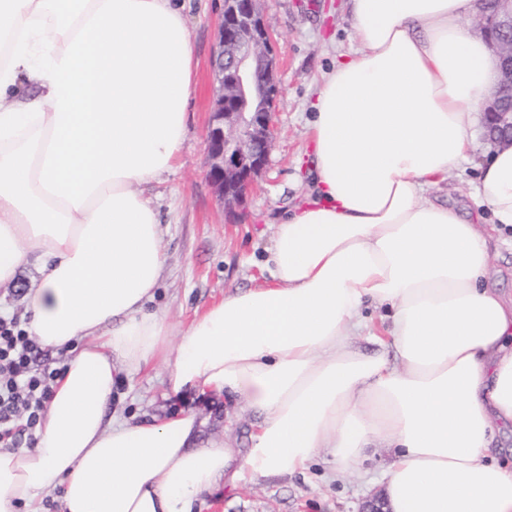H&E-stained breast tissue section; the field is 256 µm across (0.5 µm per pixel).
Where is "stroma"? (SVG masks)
I'll use <instances>...</instances> for the list:
<instances>
[{
	"mask_svg": "<svg viewBox=\"0 0 512 512\" xmlns=\"http://www.w3.org/2000/svg\"><path fill=\"white\" fill-rule=\"evenodd\" d=\"M224 0H185V17L198 60V83L188 105L189 128L175 168L156 178L146 195L158 209L166 268L153 310L176 323L221 301L226 292L264 281L274 225L306 198L314 179L309 120L317 81L359 43L348 0H261L274 34L280 91L275 102V142L264 173L248 192L238 215L227 214L205 172V134L214 93L212 57ZM478 170L465 163L440 183L438 195L471 211ZM200 421L195 446L227 439L249 444L252 418L223 396L179 402L165 394L164 369L119 374L109 413L120 421H151L179 406ZM387 458L372 449L363 464L364 482L330 483L331 464L316 459L302 475L223 486L205 497L198 512H361L377 496Z\"/></svg>",
	"mask_w": 512,
	"mask_h": 512,
	"instance_id": "35a3bbf8",
	"label": "stroma"
}]
</instances>
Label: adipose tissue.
<instances>
[{"label": "adipose tissue", "instance_id": "ef3b65f1", "mask_svg": "<svg viewBox=\"0 0 512 512\" xmlns=\"http://www.w3.org/2000/svg\"><path fill=\"white\" fill-rule=\"evenodd\" d=\"M349 5L361 49L323 77L314 186L275 226L266 283L178 326L147 308L165 252L143 187L188 131L183 0H0V285L38 263L29 331L68 354L34 447L0 448V512H43L50 490L60 512H194L320 454L362 479L374 445L390 512H512V465L488 458L512 426V309L485 282L491 226L433 195L476 150L498 59L466 28L478 0ZM473 197L512 227V146ZM158 365L167 394L250 411V448L193 447L189 409L109 420L116 375Z\"/></svg>", "mask_w": 512, "mask_h": 512}]
</instances>
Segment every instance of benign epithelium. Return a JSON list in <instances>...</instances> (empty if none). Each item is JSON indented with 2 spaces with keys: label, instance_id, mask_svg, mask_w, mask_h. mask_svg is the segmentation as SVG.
Instances as JSON below:
<instances>
[{
  "label": "benign epithelium",
  "instance_id": "benign-epithelium-1",
  "mask_svg": "<svg viewBox=\"0 0 512 512\" xmlns=\"http://www.w3.org/2000/svg\"><path fill=\"white\" fill-rule=\"evenodd\" d=\"M260 0H224L213 64L218 87L206 131L205 168L234 214L266 169L279 93L273 34ZM476 26L499 66L484 113L489 140L512 144V0H482Z\"/></svg>",
  "mask_w": 512,
  "mask_h": 512
}]
</instances>
